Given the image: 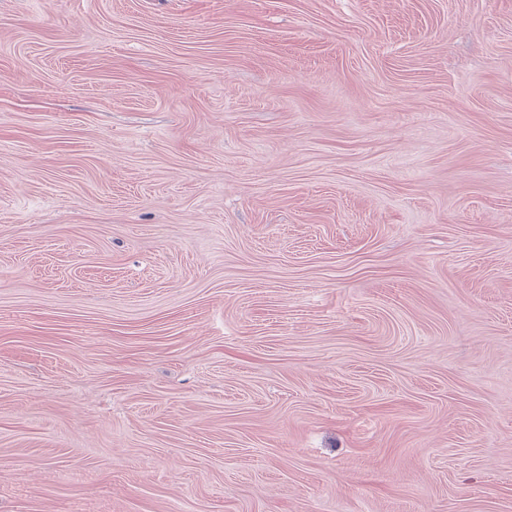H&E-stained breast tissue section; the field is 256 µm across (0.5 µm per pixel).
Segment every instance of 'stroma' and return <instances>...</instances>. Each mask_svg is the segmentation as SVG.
Listing matches in <instances>:
<instances>
[{"label":"stroma","instance_id":"obj_1","mask_svg":"<svg viewBox=\"0 0 512 512\" xmlns=\"http://www.w3.org/2000/svg\"><path fill=\"white\" fill-rule=\"evenodd\" d=\"M0 512H512V0H0Z\"/></svg>","mask_w":512,"mask_h":512}]
</instances>
